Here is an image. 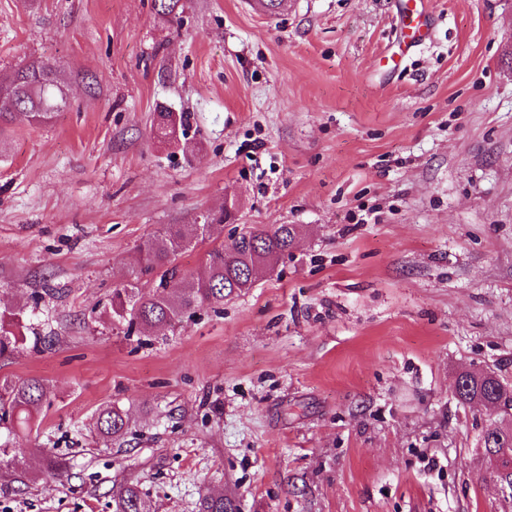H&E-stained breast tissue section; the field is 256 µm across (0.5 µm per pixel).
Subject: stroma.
Listing matches in <instances>:
<instances>
[{"label":"stroma","mask_w":512,"mask_h":512,"mask_svg":"<svg viewBox=\"0 0 512 512\" xmlns=\"http://www.w3.org/2000/svg\"><path fill=\"white\" fill-rule=\"evenodd\" d=\"M399 65L395 0H0V73L67 75L54 121L0 138V313L25 305L0 378L44 380L64 458L0 512H512L480 446L493 412L462 370L512 385V0H428ZM188 117L156 138L159 109ZM235 199L242 229L295 224L248 293L125 336L104 306L137 247ZM37 306H29L31 295ZM129 416L123 440L98 411ZM95 424L96 432L100 436L119 440L127 433L129 418L120 407L107 405L99 411ZM115 512H147L137 485L122 486L115 494Z\"/></svg>","instance_id":"1"}]
</instances>
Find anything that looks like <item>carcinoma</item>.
<instances>
[{"label":"carcinoma","instance_id":"cac0c4a2","mask_svg":"<svg viewBox=\"0 0 512 512\" xmlns=\"http://www.w3.org/2000/svg\"><path fill=\"white\" fill-rule=\"evenodd\" d=\"M1 84L12 87V95L0 97V131L20 110L29 124H48L65 104V83L59 68L51 62L33 61L21 66L1 79ZM153 128L158 137L168 139L176 130H185L184 117L162 110L155 113ZM231 216L224 209L189 229L169 224L145 240L128 263L124 279L112 289V323L123 326L127 336L140 328L173 329L193 309L204 304L219 305L247 292L294 248L299 233L296 224H275L268 229L251 227L230 246L221 243L209 251L203 273L181 271L179 255L199 241L220 239L224 221ZM145 278L154 281L149 292L140 288ZM23 341V335L8 328L0 318V356L15 350ZM459 379L458 402L480 403L502 414V420L491 421L482 428L480 441L487 459L500 453L502 467H512V425L504 423L512 417V391L491 374L466 372ZM45 396L46 385L39 378L21 382L0 379V422L30 429L37 423L38 407ZM128 428V415L120 407L107 405L99 411L96 432L100 436L119 440ZM115 512H147L138 486L127 484L116 492ZM197 512H237V506L229 498L205 493L199 497Z\"/></svg>","mask_w":512,"mask_h":512}]
</instances>
